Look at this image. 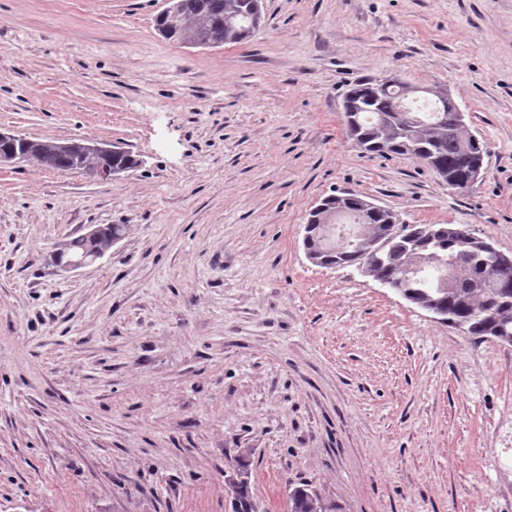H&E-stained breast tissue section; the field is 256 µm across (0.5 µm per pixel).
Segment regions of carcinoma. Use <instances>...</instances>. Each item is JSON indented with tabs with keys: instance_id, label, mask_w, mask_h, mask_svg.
Masks as SVG:
<instances>
[{
	"instance_id": "1",
	"label": "carcinoma",
	"mask_w": 512,
	"mask_h": 512,
	"mask_svg": "<svg viewBox=\"0 0 512 512\" xmlns=\"http://www.w3.org/2000/svg\"><path fill=\"white\" fill-rule=\"evenodd\" d=\"M251 0H177L175 11L160 13L156 29L165 30V39L206 42L211 46L227 41L241 43L253 35L249 29L248 6ZM240 11L238 29L226 27L229 7ZM374 81L356 84L343 100L344 121L350 137L358 147L371 153L411 156L443 171L451 178L463 177L473 163L485 161L486 150L478 139L463 133L455 102L437 105L412 102L398 88L370 90ZM405 109L418 110L423 123L403 134L386 137L379 116L389 117ZM39 165L65 173L93 168L100 163L95 157L79 154L62 155L52 139L36 141ZM348 215L359 224L363 238L347 241L340 251L322 255L324 267L355 262L365 254L368 276L399 280L411 304H433L447 325L476 340L494 339L512 345V255L500 257L490 239L480 237L462 225L448 226L440 234L438 224H407L402 233L390 239L385 249L373 251V242L386 231L381 220L361 214L359 207L349 208ZM123 235L120 224L107 225V232L92 242L74 238L73 251L105 249L110 240ZM455 267L458 275L447 289L435 287L440 271ZM313 490L308 485L294 488L288 495L291 512H309Z\"/></svg>"
}]
</instances>
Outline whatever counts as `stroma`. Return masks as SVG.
Listing matches in <instances>:
<instances>
[{
  "mask_svg": "<svg viewBox=\"0 0 512 512\" xmlns=\"http://www.w3.org/2000/svg\"><path fill=\"white\" fill-rule=\"evenodd\" d=\"M166 0H0V130L90 139L109 181L0 167V512H512V346L439 324L352 266L311 264L309 211L350 192L512 254V0H263L247 41L164 40ZM448 88L488 150L450 190L366 154L358 81ZM124 235L52 264L91 225ZM105 227L101 225H94L87 233L79 236L83 239L96 240L92 242H86L84 240L74 238L72 239L73 251L82 252L83 250L93 249V251L84 252L78 255H73L71 258L62 264L65 270H76L81 267L95 263L98 259L102 258L117 242V239L123 235V226L120 224H107V232L102 236V232ZM101 236V237H100ZM100 237V239H98ZM112 238V246H110V239ZM98 239V240H97ZM96 248V249H95ZM105 249V250H98ZM250 473L247 467L237 465L224 473V495L231 505V511H237L242 488L249 483Z\"/></svg>",
  "mask_w": 512,
  "mask_h": 512,
  "instance_id": "stroma-1",
  "label": "stroma"
}]
</instances>
